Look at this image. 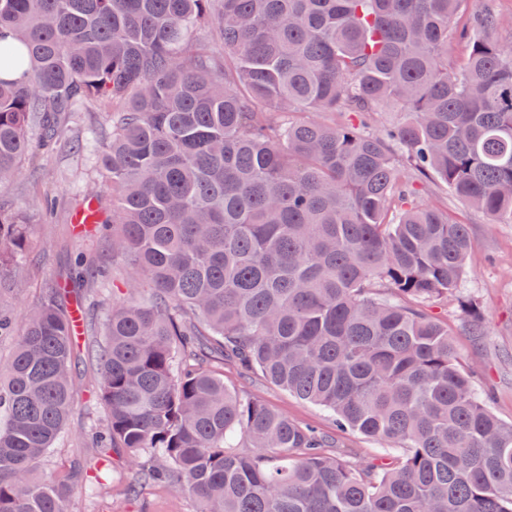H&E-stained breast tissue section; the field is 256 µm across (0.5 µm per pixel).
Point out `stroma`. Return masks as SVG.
<instances>
[{
  "label": "stroma",
  "instance_id": "stroma-1",
  "mask_svg": "<svg viewBox=\"0 0 512 512\" xmlns=\"http://www.w3.org/2000/svg\"><path fill=\"white\" fill-rule=\"evenodd\" d=\"M112 189L101 183L83 152L59 149L48 158L27 157L20 177L0 191V201L24 212L32 222L26 249L28 285L21 290L0 289V302L7 304L17 319L41 301L50 282L70 281L79 269L94 270L112 262L107 238L112 229L75 223L76 213L88 200L110 202ZM423 203L446 210L457 223L467 225L472 249L466 260L465 276L457 297L439 309L447 323L461 365L470 372L474 388L487 395L488 405L503 422H512V224H493L487 216L452 195L431 191L421 196ZM471 309H463V302ZM479 321L482 335L469 331L471 321ZM224 383L229 388L259 397L270 408L303 426L314 427L335 438L350 460L379 462L385 456L376 441L351 431H339L330 413L303 402L268 383L259 374H240L225 367ZM78 392L72 415L36 472L41 480L66 479L73 468L87 473L99 468L96 449L90 448L85 430L101 424L104 409L97 396L98 368L88 353L75 360ZM100 469V468H99ZM103 471V470H102ZM131 473L122 456H114L113 466L103 471L100 493L91 495L74 489L67 512H193L186 496L163 486H153L143 497L129 498Z\"/></svg>",
  "mask_w": 512,
  "mask_h": 512
}]
</instances>
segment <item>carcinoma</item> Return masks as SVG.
Returning <instances> with one entry per match:
<instances>
[{
    "label": "carcinoma",
    "instance_id": "obj_1",
    "mask_svg": "<svg viewBox=\"0 0 512 512\" xmlns=\"http://www.w3.org/2000/svg\"><path fill=\"white\" fill-rule=\"evenodd\" d=\"M463 0H0V188L95 102L112 259L152 302L107 308L106 424L138 481L197 512H512V424L435 309L472 240L431 185L512 223V48ZM395 111L371 132L350 116ZM29 221L0 202L11 286ZM76 301L48 287L0 363V512H65L34 470L74 408ZM388 450L329 439L201 367L214 347ZM488 5H491L503 19L502 30L493 34L492 40L504 46L512 44V0H465L462 12L457 15L452 24V33L448 37V66L459 65L467 53V42L456 34L457 26L465 23Z\"/></svg>",
    "mask_w": 512,
    "mask_h": 512
}]
</instances>
